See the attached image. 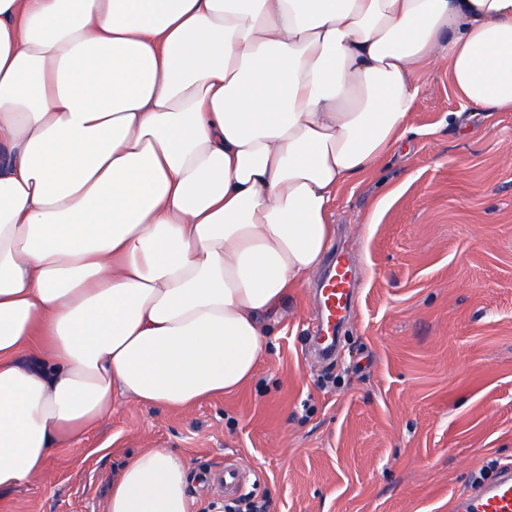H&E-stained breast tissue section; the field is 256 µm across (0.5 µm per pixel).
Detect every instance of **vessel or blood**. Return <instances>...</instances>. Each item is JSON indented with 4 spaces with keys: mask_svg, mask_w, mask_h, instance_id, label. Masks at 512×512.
<instances>
[{
    "mask_svg": "<svg viewBox=\"0 0 512 512\" xmlns=\"http://www.w3.org/2000/svg\"><path fill=\"white\" fill-rule=\"evenodd\" d=\"M319 288L320 341L328 348L334 346L337 330L351 306L352 276L348 257L337 255L332 270L321 279ZM451 508L452 512H512V465H503L493 481L455 494Z\"/></svg>",
    "mask_w": 512,
    "mask_h": 512,
    "instance_id": "vessel-or-blood-1",
    "label": "vessel or blood"
}]
</instances>
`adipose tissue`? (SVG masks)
I'll return each mask as SVG.
<instances>
[{
    "label": "adipose tissue",
    "instance_id": "ef3b65f1",
    "mask_svg": "<svg viewBox=\"0 0 512 512\" xmlns=\"http://www.w3.org/2000/svg\"><path fill=\"white\" fill-rule=\"evenodd\" d=\"M440 60L512 112V0H0V492L117 400L246 386ZM188 482L142 450L105 512H191Z\"/></svg>",
    "mask_w": 512,
    "mask_h": 512
}]
</instances>
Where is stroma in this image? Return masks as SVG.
<instances>
[{
	"mask_svg": "<svg viewBox=\"0 0 512 512\" xmlns=\"http://www.w3.org/2000/svg\"><path fill=\"white\" fill-rule=\"evenodd\" d=\"M409 123L380 173L397 194L377 211L374 183H356L333 211L355 280L331 359L306 345L311 284L271 317L242 390L177 413L118 405L46 479L1 491L0 512H104L125 457L146 448L187 460L193 512H451L512 462V112L462 103L442 64Z\"/></svg>",
	"mask_w": 512,
	"mask_h": 512,
	"instance_id": "1",
	"label": "stroma"
}]
</instances>
